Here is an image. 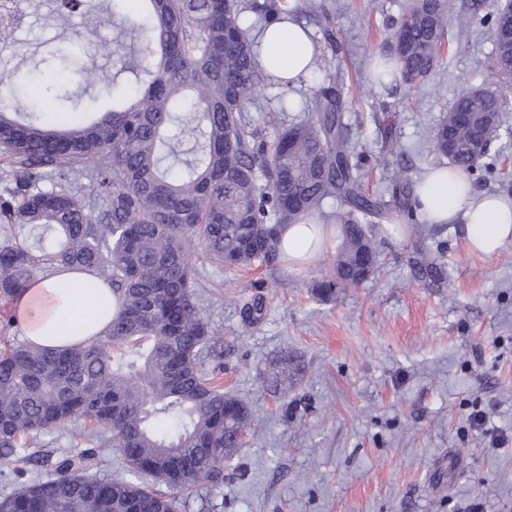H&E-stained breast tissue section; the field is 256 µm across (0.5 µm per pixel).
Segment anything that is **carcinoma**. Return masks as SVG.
I'll return each mask as SVG.
<instances>
[{
	"instance_id": "obj_1",
	"label": "carcinoma",
	"mask_w": 512,
	"mask_h": 512,
	"mask_svg": "<svg viewBox=\"0 0 512 512\" xmlns=\"http://www.w3.org/2000/svg\"><path fill=\"white\" fill-rule=\"evenodd\" d=\"M116 0L113 13L141 41L123 71L138 85L129 99L92 121L64 129L43 117V98L70 99L64 75L74 55L57 50L0 79V303L17 300L38 275L89 269L112 288L119 313L86 343L44 348L10 338L0 322V466L26 459L30 439L82 419L86 447L46 460V476L0 499V512H174L157 488L191 494L224 484L251 408L207 377L204 354L216 343L198 301L193 253L227 267L274 264L281 229L311 218L338 222L341 245L332 276L312 286L321 299L379 271L381 244L370 226L394 214L418 227L409 171H394L391 202L363 189L355 146L336 85L316 90L312 120L271 143L245 118L272 77L258 63L244 14L264 25L306 13L325 27L333 11L318 0ZM451 0H410L385 25L386 60L367 78L415 85L449 44ZM23 0L0 5V39L22 23ZM488 68L498 86L458 96L431 132L429 148L466 173L479 165L478 141L512 137L501 102L512 93V47L499 41L497 16ZM342 212L324 210L327 201ZM26 227L56 232L31 245ZM418 277H445L424 256ZM113 449L125 474L101 476V449Z\"/></svg>"
}]
</instances>
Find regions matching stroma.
I'll use <instances>...</instances> for the list:
<instances>
[{
  "label": "stroma",
  "mask_w": 512,
  "mask_h": 512,
  "mask_svg": "<svg viewBox=\"0 0 512 512\" xmlns=\"http://www.w3.org/2000/svg\"><path fill=\"white\" fill-rule=\"evenodd\" d=\"M467 2L452 0L449 22L468 28V43L449 46L421 87L341 91L365 182L384 199L397 166L419 179L436 165L426 136L452 101L497 84L484 65L490 35ZM409 3L352 0L336 13L329 39L307 21L319 62L296 90L294 109L280 111L276 84L249 104L263 137L310 119L328 73L367 70L386 50L380 29ZM120 36L111 0L94 16H62L57 0H28L24 23L0 43V76L67 45L101 77L122 83ZM377 234L378 274L325 300L311 288L331 275L338 238L300 269L281 261L228 269L194 254L202 314L223 346L205 367L219 369L253 420L223 486L178 496L176 512H512V243L493 256L475 254L457 224L400 238L384 224ZM421 246L447 265L439 286L414 276ZM258 296L265 307L252 322L246 307ZM277 366L288 370L284 394L266 381ZM476 412L488 433L473 428ZM495 433L504 443L492 441Z\"/></svg>",
  "instance_id": "stroma-1"
}]
</instances>
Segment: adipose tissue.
Listing matches in <instances>:
<instances>
[{"instance_id": "1", "label": "adipose tissue", "mask_w": 512, "mask_h": 512, "mask_svg": "<svg viewBox=\"0 0 512 512\" xmlns=\"http://www.w3.org/2000/svg\"><path fill=\"white\" fill-rule=\"evenodd\" d=\"M259 60L275 78L298 87L311 70L315 48L307 28L271 23L260 36ZM419 212L431 224L461 225L473 251L497 254L512 243V198L475 194L471 181L452 167L429 169L417 188ZM327 230L321 224H291L281 233L280 254L302 267L321 252ZM117 301L92 272L55 271L31 282L21 296L16 320L24 339L55 348L102 335Z\"/></svg>"}]
</instances>
